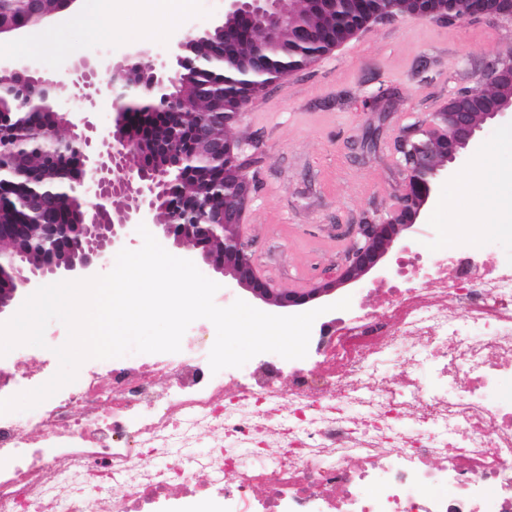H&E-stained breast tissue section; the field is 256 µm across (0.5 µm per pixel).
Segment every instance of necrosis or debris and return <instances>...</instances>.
Wrapping results in <instances>:
<instances>
[{
    "instance_id": "obj_1",
    "label": "necrosis or debris",
    "mask_w": 512,
    "mask_h": 512,
    "mask_svg": "<svg viewBox=\"0 0 512 512\" xmlns=\"http://www.w3.org/2000/svg\"><path fill=\"white\" fill-rule=\"evenodd\" d=\"M382 294L270 363L284 389L212 373L193 343L88 360L37 413L0 415V512L99 493L112 512H512V225ZM199 447L190 470L157 463Z\"/></svg>"
}]
</instances>
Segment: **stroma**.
Wrapping results in <instances>:
<instances>
[{
	"label": "stroma",
	"mask_w": 512,
	"mask_h": 512,
	"mask_svg": "<svg viewBox=\"0 0 512 512\" xmlns=\"http://www.w3.org/2000/svg\"><path fill=\"white\" fill-rule=\"evenodd\" d=\"M84 19L49 24L50 37L20 46L15 59L58 86L55 105L72 121L83 105L72 97L67 63L97 60L105 50L135 46L164 54L176 32L205 28L224 13V0H191L175 23L154 19L144 0H121L106 27L93 25L98 0H76ZM512 57V21L471 18L446 23L410 13L369 24L330 55L270 84L232 124L244 144L255 184L246 219L248 251L257 268L289 290L313 287L336 273L366 212L385 211L402 184L394 140L401 127L473 86L485 62ZM382 90L387 108L375 106ZM478 148L494 165L512 170V124H482ZM473 151L465 150L448 177L434 186L418 224L393 247L387 269L337 290L378 309V288L397 271L400 254L428 261L438 248H481V215L488 191L472 179ZM468 223H461V215Z\"/></svg>",
	"instance_id": "35a3bbf8"
}]
</instances>
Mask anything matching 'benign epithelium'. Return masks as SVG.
<instances>
[{
  "instance_id": "7a95c632",
  "label": "benign epithelium",
  "mask_w": 512,
  "mask_h": 512,
  "mask_svg": "<svg viewBox=\"0 0 512 512\" xmlns=\"http://www.w3.org/2000/svg\"><path fill=\"white\" fill-rule=\"evenodd\" d=\"M25 19L0 18V37L16 34L41 23L49 13L43 0H21ZM416 14L436 18L443 14L470 18L493 15L512 20V0H415ZM339 0H304L312 22L303 32L304 39L323 49L322 57L340 48L372 22L391 19L406 11L407 0H349L359 19L341 36L327 38L317 24L336 11ZM224 36L223 94L229 96L249 83L237 74L262 75L276 59L293 51L297 38L293 19L281 9V0H225L224 19L213 26ZM256 31L249 58L240 64L230 52L245 34ZM210 29L191 30L176 40L166 54L155 57L146 50H135L110 64L81 61L71 65L74 95L97 108L102 74L112 80V132L103 135L85 116L81 133L59 134L61 126L77 128L69 113L54 107L46 110L36 97H48L54 81L41 76L22 63L0 56V75L9 74L20 81L13 96L18 109H42L52 122L41 127L46 155L52 161L69 154L64 180L30 190V205L43 212L57 206L56 194L63 193L73 202L64 224H41V234L24 248L0 251V314L18 304L20 294L29 287L54 277L89 272L103 264L112 248L121 244L131 229L154 219L159 210L168 213L159 225L162 236L176 247L189 244L199 251L203 261L215 272L230 278L256 299L280 309H290L313 300L329 299L342 287L355 285L380 269L390 249L403 232L417 224L428 204L435 182L448 174L454 163L475 139L481 125L496 118L512 117V57L486 63L476 84L455 93L448 103L425 118L403 127L397 136L399 166L403 172L402 192L385 214L365 219L356 225L349 255L335 276L307 292L282 291L260 278L253 259L243 243L242 220L250 204L253 187L241 160V145L224 136L217 138L212 129L228 125L255 96L237 95V111L211 109L194 114L185 112L181 101L166 94L175 78L210 60L206 36ZM146 89L174 112L194 118V135L206 145L208 156L224 165V181L211 185L214 198L207 204L197 198L185 199L168 207L177 191L173 175L187 159L154 141L144 128L131 120L134 94Z\"/></svg>"
}]
</instances>
